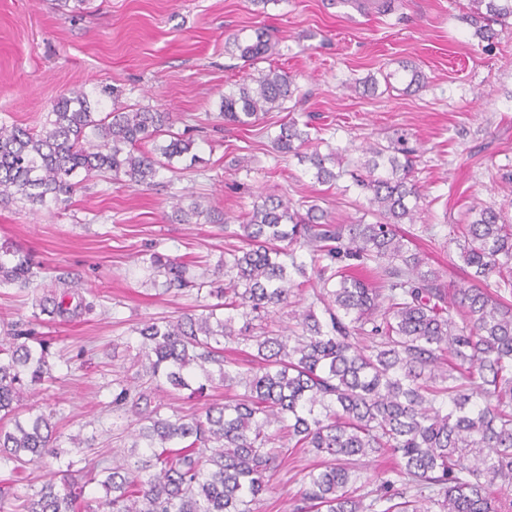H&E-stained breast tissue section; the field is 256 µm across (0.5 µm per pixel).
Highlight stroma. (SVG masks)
<instances>
[{
    "label": "stroma",
    "instance_id": "stroma-1",
    "mask_svg": "<svg viewBox=\"0 0 512 512\" xmlns=\"http://www.w3.org/2000/svg\"><path fill=\"white\" fill-rule=\"evenodd\" d=\"M379 0L359 6L330 0H0V119L41 126L53 101L72 88L98 100L99 111L146 107L168 112L173 132H187L199 164L163 172L155 186H120L96 177L63 209L0 203V244L29 251L39 277L31 288H0V329L35 321L51 340L53 382L27 393L21 419L52 415L63 437L88 439L86 458L134 463L138 425L113 407L118 385L145 392L163 415L204 416L224 402V388L204 396L156 385L138 360V327L174 320L208 303L225 251L243 247L237 231L260 196L313 201L328 222L359 219L366 202L350 171L369 144L403 136L419 150L414 179L422 191L409 246L441 285L463 284L453 225L490 207L512 224V33L486 46L467 19L469 0ZM267 28L278 52L257 61L293 76L294 112H271L255 126L225 124L224 91L243 72L231 36ZM426 84L407 87L408 68ZM373 75L375 91L359 79ZM312 117L313 144L338 152L345 172L335 184L313 180L307 164L277 152L273 138L290 118ZM198 204L196 221L172 209ZM191 265L195 285L165 291L150 253ZM78 278L97 307L81 321L58 324L37 302L52 279ZM315 458H286L271 493L254 512H292L301 479Z\"/></svg>",
    "mask_w": 512,
    "mask_h": 512
}]
</instances>
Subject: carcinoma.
<instances>
[{"instance_id":"carcinoma-1","label":"carcinoma","mask_w":512,"mask_h":512,"mask_svg":"<svg viewBox=\"0 0 512 512\" xmlns=\"http://www.w3.org/2000/svg\"><path fill=\"white\" fill-rule=\"evenodd\" d=\"M470 4L481 39L498 36L493 24L512 27V0ZM233 45L250 63L274 48L262 29L250 43L234 36ZM298 92L284 71L245 76L224 93L220 115L251 127ZM171 126L169 112H95L81 88L61 94L39 130L0 120V200L66 206L83 182L104 174L114 184L150 186L173 159L196 160L188 138L172 133L156 143ZM308 128L290 119L275 149L309 161L316 182L332 183L339 174L327 164L341 157L304 152ZM150 141L154 148L143 149ZM364 154L355 182L376 222L331 224L316 204L302 213L288 198L267 194L239 225L246 247L224 257L228 286L209 291L216 302L137 329L156 381L193 395L216 380L244 392L189 420L161 415L159 404L143 410L145 396L120 386L112 405L135 411L134 447L147 450L133 468L102 459L78 469L61 449L52 416L29 426L16 419L23 394L53 375L48 341L12 325L0 337V420L14 418V428H0V463L51 458L59 479L24 496L1 479L0 512H253L270 490L271 444L281 430L289 448L318 458L293 512H512L498 495L512 488V224L487 207L458 225L467 283L442 288L400 229L414 223L420 198L411 179L414 150L398 139ZM304 247L313 279L295 258ZM351 260L382 285L349 273ZM145 263L165 275L167 291L191 283L189 268L175 258L153 253ZM293 272L306 282H295ZM36 276L29 253L0 247V287L28 288ZM58 284L40 301L42 313L67 324L93 311L78 282ZM306 284L313 300L294 314L299 332L254 333L252 321L290 305L294 289ZM227 343L248 349L247 369L224 357ZM372 455L393 465L376 489L360 494L356 461ZM91 483L103 491L95 506L85 498Z\"/></svg>"}]
</instances>
